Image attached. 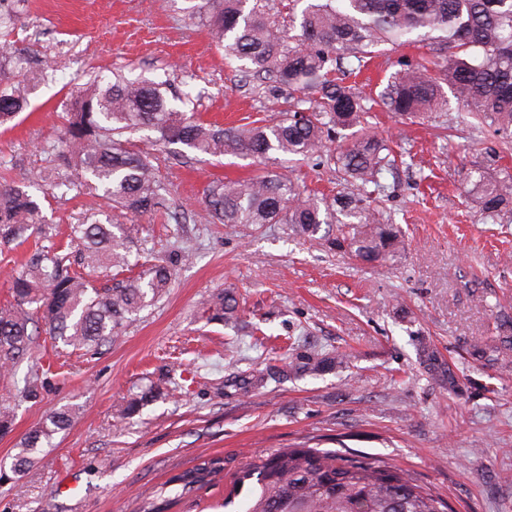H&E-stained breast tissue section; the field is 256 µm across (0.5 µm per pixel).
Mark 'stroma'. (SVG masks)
<instances>
[{
    "label": "stroma",
    "instance_id": "35a3bbf8",
    "mask_svg": "<svg viewBox=\"0 0 512 512\" xmlns=\"http://www.w3.org/2000/svg\"><path fill=\"white\" fill-rule=\"evenodd\" d=\"M15 38L56 67L31 94L30 110L0 128V177L16 182L39 169L65 176L46 145L61 125L56 105L89 72L121 66L132 79L166 76L173 89H192L203 120L227 126L294 103L226 65L206 34L161 0H29ZM462 110L452 96L415 120L370 111L367 132L412 158L411 168L384 175L374 203L401 227L405 249L374 264L284 224L207 223L204 187L265 165L133 133L132 144L157 157L185 220L126 219L129 246L142 259L172 261L174 277L98 354L59 351L41 338L32 360L0 372V408L14 414L0 460L11 459L50 409L75 410L72 426L21 478L0 484V512H225V491L241 468L302 444L389 459L455 512H512V352L492 366L471 354L498 320L512 318V210L487 217L465 194L473 142L496 149L501 167H512V149L489 127L459 122ZM338 152L330 142L311 158L289 157L287 174L335 195L347 188L331 161ZM108 212L101 194L84 188L49 198L46 237L0 245V305L35 246L76 252L69 225ZM224 293L238 309L212 319L201 301ZM425 346L441 376L425 372ZM309 356L333 363L293 371ZM35 382L40 400H24ZM134 398L142 409L120 417ZM208 459L222 460L223 472L182 495L173 476Z\"/></svg>",
    "mask_w": 512,
    "mask_h": 512
}]
</instances>
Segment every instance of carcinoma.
<instances>
[{
  "mask_svg": "<svg viewBox=\"0 0 512 512\" xmlns=\"http://www.w3.org/2000/svg\"><path fill=\"white\" fill-rule=\"evenodd\" d=\"M182 21L198 27L214 46L237 63L243 77L268 80L266 93L286 88L297 95L293 109L251 127L224 128L195 116L191 93L177 96L187 110L170 106L171 84L124 70L108 79L70 85L62 101L61 137L47 147L70 172L52 178L37 172L26 183L0 182V243L25 242L44 232L40 195L66 194L87 185L103 192L109 205L138 216L165 213L175 223L181 214L154 158L126 145L131 129H147L159 140L214 157L266 159L274 152L308 158L326 141L350 131L336 157L343 180L361 191L339 192L331 202L301 190L283 174L243 180H214L204 192V218L223 224H286L299 234L335 225L329 247L365 263L400 254L402 230L371 205L370 184L396 166L388 146L364 131L366 98L346 84L348 59L358 62L397 53L418 39L430 51L427 66L399 56L397 70L380 92L391 112L415 116L447 104L448 88L471 118L512 144V0H288L289 22L281 21L277 0H165ZM28 0H0V126L29 107L31 90L48 79L50 65L39 51L8 43ZM319 95L310 106L306 96ZM482 155L467 174L466 197L492 215L512 205V171L495 166L496 152L473 145ZM119 225L94 220L71 227L74 257L41 248L12 276L13 302L0 307V368L30 355L40 331L75 350L99 349L119 335L128 319L168 288L172 268L147 264L137 277L111 288L94 286L79 269L120 272L130 265L126 235ZM215 316L231 315L236 301L217 296L208 305ZM75 412L50 411L20 441L8 482L23 475L52 436L67 429ZM221 470L203 462L175 477L188 493ZM244 512H453L449 503L410 474L382 457L318 447L280 448L238 471L224 506L241 492Z\"/></svg>",
  "mask_w": 512,
  "mask_h": 512,
  "instance_id": "obj_1",
  "label": "carcinoma"
}]
</instances>
